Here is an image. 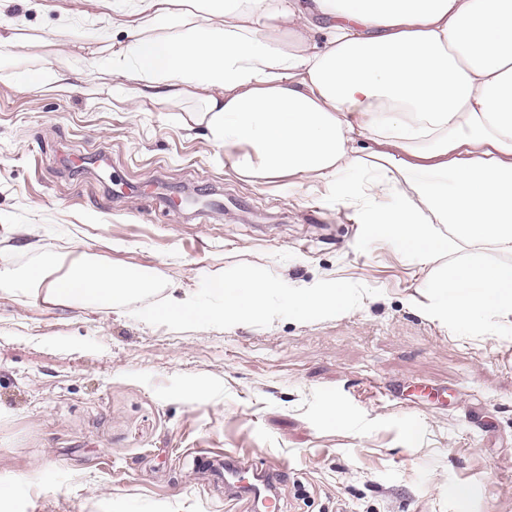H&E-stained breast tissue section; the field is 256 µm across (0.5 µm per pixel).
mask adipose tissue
<instances>
[{
	"label": "adipose tissue",
	"instance_id": "obj_1",
	"mask_svg": "<svg viewBox=\"0 0 512 512\" xmlns=\"http://www.w3.org/2000/svg\"><path fill=\"white\" fill-rule=\"evenodd\" d=\"M124 41L104 77L133 108H176L239 175L302 178L370 238L438 268L430 317L483 329L512 314V0H112ZM496 252L488 259L484 250ZM157 300L150 269L78 255L0 267V294L122 310L153 323L235 327L288 311H352L333 281L284 289L268 273Z\"/></svg>",
	"mask_w": 512,
	"mask_h": 512
}]
</instances>
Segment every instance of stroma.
I'll list each match as a JSON object with an SVG mask.
<instances>
[{
    "label": "stroma",
    "mask_w": 512,
    "mask_h": 512,
    "mask_svg": "<svg viewBox=\"0 0 512 512\" xmlns=\"http://www.w3.org/2000/svg\"><path fill=\"white\" fill-rule=\"evenodd\" d=\"M59 2L70 26L20 0L0 11L25 19L0 67V267L78 250L205 300L212 277L258 267L343 282L359 306L201 328L0 297V512H248L201 449L276 460L286 512H512V315L481 333L432 320L427 271L322 187L240 177L171 108L132 111L109 84L88 97L112 24L96 0ZM42 63L76 91L27 83ZM158 179L200 205L168 207Z\"/></svg>",
    "instance_id": "1"
}]
</instances>
